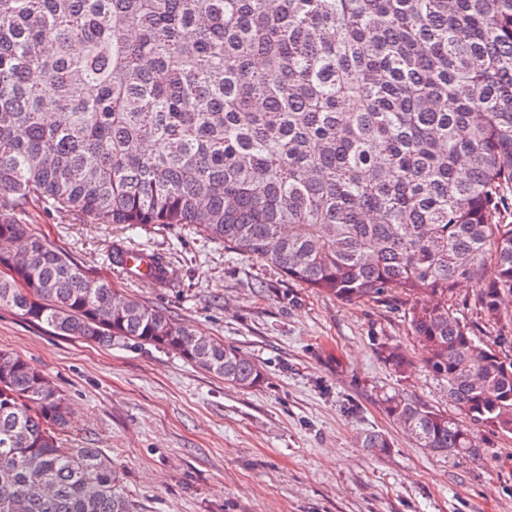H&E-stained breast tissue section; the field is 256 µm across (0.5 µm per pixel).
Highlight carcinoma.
<instances>
[{
    "label": "carcinoma",
    "instance_id": "carcinoma-1",
    "mask_svg": "<svg viewBox=\"0 0 512 512\" xmlns=\"http://www.w3.org/2000/svg\"><path fill=\"white\" fill-rule=\"evenodd\" d=\"M512 0H0V308L61 336L151 345L240 388L262 369L126 294L16 213L186 226L348 304L402 295L457 416L386 415L436 455L512 436ZM132 248L112 240L119 267ZM153 285L175 276L158 253ZM497 333L481 340L454 286ZM379 355L412 369L402 349ZM71 407L0 351V512H132ZM362 445L386 454L371 431Z\"/></svg>",
    "mask_w": 512,
    "mask_h": 512
}]
</instances>
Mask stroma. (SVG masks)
<instances>
[{"label": "stroma", "instance_id": "obj_1", "mask_svg": "<svg viewBox=\"0 0 512 512\" xmlns=\"http://www.w3.org/2000/svg\"><path fill=\"white\" fill-rule=\"evenodd\" d=\"M25 223L97 275L258 364L260 387L230 385L151 346L103 348L0 309V350L42 369L69 398L72 443L112 458L133 512H512V438L481 458L416 447L383 411L406 392L448 409L398 300L347 304L224 250L187 227L140 231L171 262L166 287H143L106 255L115 230L37 210ZM405 349L400 377L377 354ZM390 453L361 445L365 431Z\"/></svg>", "mask_w": 512, "mask_h": 512}]
</instances>
